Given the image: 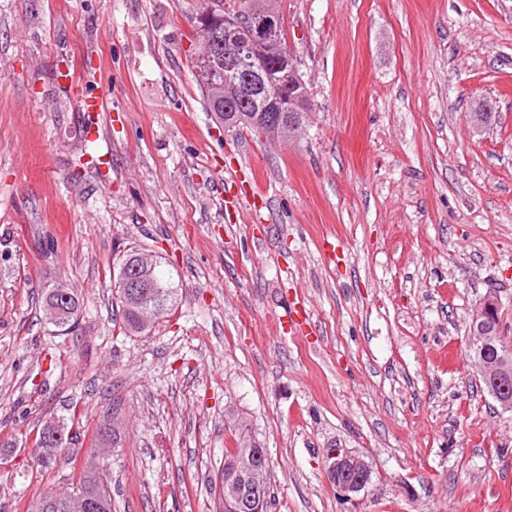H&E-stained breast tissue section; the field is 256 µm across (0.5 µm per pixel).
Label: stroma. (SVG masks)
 I'll return each instance as SVG.
<instances>
[{"instance_id":"1","label":"stroma","mask_w":512,"mask_h":512,"mask_svg":"<svg viewBox=\"0 0 512 512\" xmlns=\"http://www.w3.org/2000/svg\"><path fill=\"white\" fill-rule=\"evenodd\" d=\"M200 7L0 0V512L71 487L106 421L112 512H215L238 434L272 512H512V411L468 348L489 297L512 343V0H283L313 110L277 141L208 112ZM133 249L178 286L140 334L115 288ZM58 283L77 335L38 304ZM62 416L76 460L39 465ZM332 445L372 467L352 500Z\"/></svg>"}]
</instances>
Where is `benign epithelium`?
<instances>
[{
  "instance_id": "7a95c632",
  "label": "benign epithelium",
  "mask_w": 512,
  "mask_h": 512,
  "mask_svg": "<svg viewBox=\"0 0 512 512\" xmlns=\"http://www.w3.org/2000/svg\"><path fill=\"white\" fill-rule=\"evenodd\" d=\"M279 16L268 10L257 13L247 0H224V86L232 90L228 100L261 102L265 115L252 116L254 127L268 136L290 125L293 133L304 130L309 112L297 105L304 81L294 49L279 38ZM493 308L483 302L474 308L469 324L470 351L480 377L487 382L501 406L512 410V346L492 323ZM41 444L55 447L65 440L59 423L49 420L40 432ZM329 476L336 489L350 499L372 480V468L364 457L342 448L327 455ZM267 465L256 463L248 471L252 512H267Z\"/></svg>"
}]
</instances>
